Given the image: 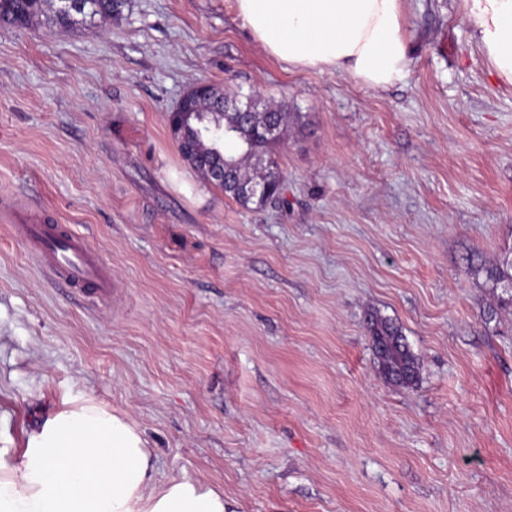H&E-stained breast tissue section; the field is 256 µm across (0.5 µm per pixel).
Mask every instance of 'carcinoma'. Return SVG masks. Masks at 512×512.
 Returning a JSON list of instances; mask_svg holds the SVG:
<instances>
[{
    "label": "carcinoma",
    "mask_w": 512,
    "mask_h": 512,
    "mask_svg": "<svg viewBox=\"0 0 512 512\" xmlns=\"http://www.w3.org/2000/svg\"><path fill=\"white\" fill-rule=\"evenodd\" d=\"M126 0H0V24L24 26L40 18L62 27H94L96 18L107 19L122 12ZM172 134L181 156L208 182L243 207H263L267 199L250 197L244 186L269 178L265 163H277L272 148L279 138L267 133L275 124L305 126V116L288 111V104L271 106L260 95H228L212 88L211 96L192 101L191 111L171 116ZM224 168V178L212 176ZM493 284L512 288V261L487 269ZM367 330L378 351L383 374L390 380L412 385L418 377V362L399 328L387 319L371 315Z\"/></svg>",
    "instance_id": "cac0c4a2"
}]
</instances>
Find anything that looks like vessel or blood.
I'll return each instance as SVG.
<instances>
[{
  "mask_svg": "<svg viewBox=\"0 0 512 512\" xmlns=\"http://www.w3.org/2000/svg\"><path fill=\"white\" fill-rule=\"evenodd\" d=\"M18 229L39 267L54 281L87 290L86 301L96 306L112 292V275L89 239L58 224L35 221L20 213Z\"/></svg>",
  "mask_w": 512,
  "mask_h": 512,
  "instance_id": "1",
  "label": "vessel or blood"
}]
</instances>
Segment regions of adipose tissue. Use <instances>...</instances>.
Returning <instances> with one entry per match:
<instances>
[{
    "instance_id": "obj_1",
    "label": "adipose tissue",
    "mask_w": 512,
    "mask_h": 512,
    "mask_svg": "<svg viewBox=\"0 0 512 512\" xmlns=\"http://www.w3.org/2000/svg\"><path fill=\"white\" fill-rule=\"evenodd\" d=\"M464 21L496 76L512 84V0H464ZM270 55L380 90L409 63L400 0H235ZM0 512H226L221 491L159 482L144 432L81 395L47 412L20 455L0 448Z\"/></svg>"
}]
</instances>
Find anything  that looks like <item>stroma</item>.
<instances>
[{
  "instance_id": "35a3bbf8",
  "label": "stroma",
  "mask_w": 512,
  "mask_h": 512,
  "mask_svg": "<svg viewBox=\"0 0 512 512\" xmlns=\"http://www.w3.org/2000/svg\"><path fill=\"white\" fill-rule=\"evenodd\" d=\"M409 65L374 90L269 55L235 0H127L94 31L0 25V448L84 394L159 480L228 512H512V84L464 0H403ZM308 116L283 192L241 207L180 156L195 82ZM68 224L112 272L87 309L8 220ZM390 318L416 384L381 373Z\"/></svg>"
}]
</instances>
